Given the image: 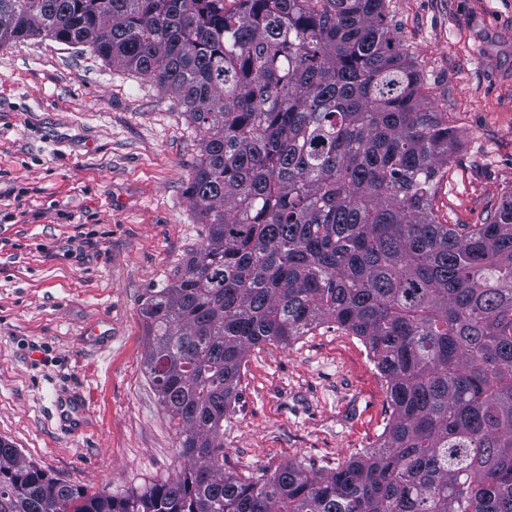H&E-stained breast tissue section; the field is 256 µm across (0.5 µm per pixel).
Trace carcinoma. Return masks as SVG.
<instances>
[{"instance_id":"carcinoma-1","label":"carcinoma","mask_w":512,"mask_h":512,"mask_svg":"<svg viewBox=\"0 0 512 512\" xmlns=\"http://www.w3.org/2000/svg\"><path fill=\"white\" fill-rule=\"evenodd\" d=\"M387 0H0V46L91 49L185 107L201 243L142 303L144 370L183 466L88 494L0 438V512H512V192L444 224L458 148ZM333 323L363 339L391 417L335 468L224 469L251 348Z\"/></svg>"}]
</instances>
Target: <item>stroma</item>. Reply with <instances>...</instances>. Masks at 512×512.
<instances>
[{"label": "stroma", "instance_id": "1", "mask_svg": "<svg viewBox=\"0 0 512 512\" xmlns=\"http://www.w3.org/2000/svg\"><path fill=\"white\" fill-rule=\"evenodd\" d=\"M392 29L461 144L435 207L477 224L512 191V0H390ZM183 108L89 48H0V437L62 482L120 497L174 477L173 432L144 375L141 304L202 226ZM391 414L359 337L327 324L253 348L224 418V467H334Z\"/></svg>", "mask_w": 512, "mask_h": 512}]
</instances>
